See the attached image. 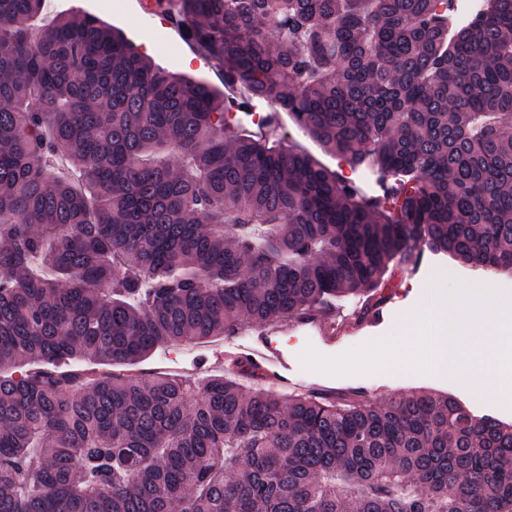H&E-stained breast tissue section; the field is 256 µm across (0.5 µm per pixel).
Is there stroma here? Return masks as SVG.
Listing matches in <instances>:
<instances>
[{"label": "stroma", "instance_id": "stroma-1", "mask_svg": "<svg viewBox=\"0 0 512 512\" xmlns=\"http://www.w3.org/2000/svg\"><path fill=\"white\" fill-rule=\"evenodd\" d=\"M133 0H47L48 14L66 10H80L96 15L103 21L124 31L133 44L150 47V58L171 72L202 80L215 88H223L224 78L220 67L210 60L192 54L191 48L166 27L158 14L133 13ZM277 138L296 145L311 153L330 170L352 181L370 196L384 195L385 189L370 167L347 165L340 157L327 152L304 134L288 114H280L276 130ZM471 283L490 281L504 290L512 291V272L492 271L465 265L448 256L425 254L420 269H410L407 264L396 263L386 276L387 286L381 290L378 321L355 322L361 303L356 298L333 302L334 311L349 316L351 322L336 345H325L316 330L309 325L280 336V344L288 351L289 374L300 392L319 391L320 387L333 388L336 396L356 397L372 402H384L393 397L405 396L419 390L446 393L458 398L478 415H490L512 424V401H493L480 392L458 385L446 377H434L391 369L381 373L364 375H330L307 371L302 367L300 356L306 349H314L325 357H337L365 343L392 340L402 333L403 318L415 311L424 300L425 285L435 269ZM225 339L217 336L199 343L163 346L136 365L115 364L111 371L133 379L151 380L159 374L179 376L224 374L220 358ZM205 359L203 369H196L198 359Z\"/></svg>", "mask_w": 512, "mask_h": 512}]
</instances>
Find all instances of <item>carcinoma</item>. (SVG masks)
I'll list each match as a JSON object with an SVG mask.
<instances>
[{"mask_svg": "<svg viewBox=\"0 0 512 512\" xmlns=\"http://www.w3.org/2000/svg\"><path fill=\"white\" fill-rule=\"evenodd\" d=\"M176 2L391 205L95 15L0 0V512H512V425L448 395L78 372L368 296L416 248L512 271V0Z\"/></svg>", "mask_w": 512, "mask_h": 512, "instance_id": "cac0c4a2", "label": "carcinoma"}]
</instances>
